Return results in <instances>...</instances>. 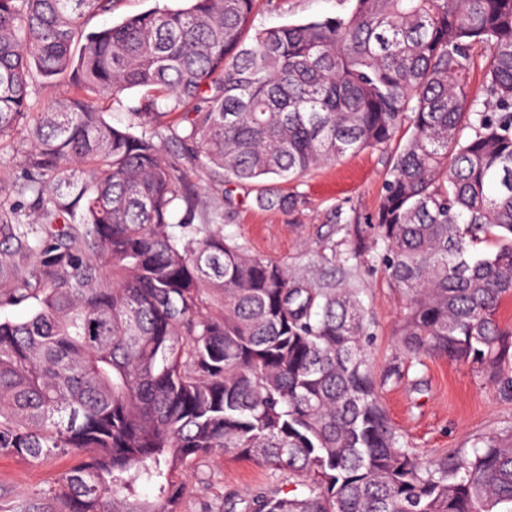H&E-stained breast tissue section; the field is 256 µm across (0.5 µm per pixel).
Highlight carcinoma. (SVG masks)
<instances>
[{
    "instance_id": "cac0c4a2",
    "label": "carcinoma",
    "mask_w": 512,
    "mask_h": 512,
    "mask_svg": "<svg viewBox=\"0 0 512 512\" xmlns=\"http://www.w3.org/2000/svg\"><path fill=\"white\" fill-rule=\"evenodd\" d=\"M115 2L0 0V147L26 137L23 180L0 178V308L36 303L0 321V454L80 456L53 491L66 512H178L180 469L218 448L306 479L255 512L512 505V435L473 455L405 447L356 293L195 238L200 200L161 150L219 180L288 182L409 120L348 257L397 288L409 353L512 383V0H355L348 18L252 36L256 0H192L86 29ZM60 81L73 95L34 110V85ZM134 88L130 123L107 122L99 102ZM181 110L178 132L164 118Z\"/></svg>"
}]
</instances>
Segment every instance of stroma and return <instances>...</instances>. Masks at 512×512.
Wrapping results in <instances>:
<instances>
[{
    "label": "stroma",
    "instance_id": "35a3bbf8",
    "mask_svg": "<svg viewBox=\"0 0 512 512\" xmlns=\"http://www.w3.org/2000/svg\"><path fill=\"white\" fill-rule=\"evenodd\" d=\"M188 0H117L111 13L88 19L96 30L150 9L178 10ZM355 0H257L252 27L262 30L321 17H347ZM402 137L346 155L286 183L299 199L290 210H267L254 185L215 181L190 156L179 163L194 192L218 205L214 229L249 254L282 264L298 280L358 292L368 334L366 358L381 383V404L400 440L423 457L446 450L471 453L486 436L512 429V390L493 384L469 364L437 355L413 357L398 336L402 302L382 268L345 258L354 218L377 208ZM73 457L33 461L0 455V512H64L50 494ZM187 486L181 512H253L265 494H300V478L255 459L216 450L188 462L180 475Z\"/></svg>",
    "mask_w": 512,
    "mask_h": 512
}]
</instances>
